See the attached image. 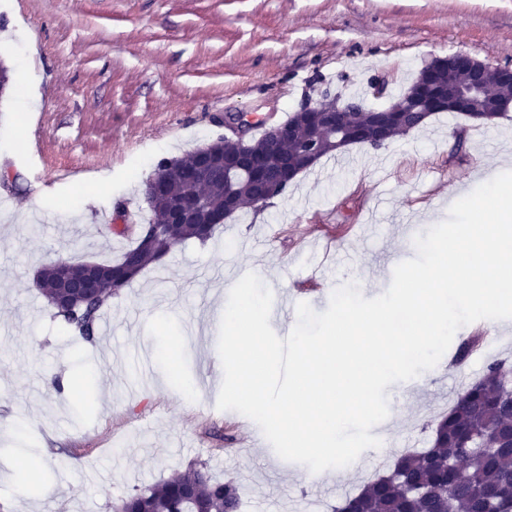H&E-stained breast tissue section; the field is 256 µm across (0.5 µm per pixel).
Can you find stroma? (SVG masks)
<instances>
[{
    "label": "stroma",
    "instance_id": "obj_1",
    "mask_svg": "<svg viewBox=\"0 0 512 512\" xmlns=\"http://www.w3.org/2000/svg\"><path fill=\"white\" fill-rule=\"evenodd\" d=\"M512 66V0H8L0 60V512H112L120 497L205 464L234 479L244 512H329L405 449L427 447L439 416L482 373L431 369L414 394L387 387L385 446L347 471L308 477L257 424L216 407L223 368L217 303L227 274L298 278L365 298L415 257L408 224L448 217L459 185L505 149L501 127L439 112L378 151L345 148L303 172L279 205L245 208L213 239L176 246L101 313L95 343L64 333L34 282L64 258L107 261L131 244L117 215L148 221L144 184L163 159L225 134L238 117L283 123L323 91L382 109L435 56ZM383 81L382 96L373 85ZM41 153L27 151L30 141ZM51 198L52 208L41 206ZM335 237L334 254L314 238Z\"/></svg>",
    "mask_w": 512,
    "mask_h": 512
}]
</instances>
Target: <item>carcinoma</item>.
Segmentation results:
<instances>
[{
  "instance_id": "1",
  "label": "carcinoma",
  "mask_w": 512,
  "mask_h": 512,
  "mask_svg": "<svg viewBox=\"0 0 512 512\" xmlns=\"http://www.w3.org/2000/svg\"><path fill=\"white\" fill-rule=\"evenodd\" d=\"M505 98H512V83L490 86L481 92L483 104L492 108L489 119L504 114L499 104ZM431 114L435 111L403 112L388 124L391 134L383 138V127L361 107L344 118L346 123H361V130L339 144L334 138L324 139L312 157L308 144L316 123L294 112L286 124L296 129L295 137L263 158L269 184L277 188L275 195H281L286 191L280 184L284 166L296 176L309 170L313 162L352 144L381 149L419 127ZM243 150L238 140L225 138L212 142L211 154L234 157ZM152 178L165 182L163 195L149 201L150 223L158 225L156 233L146 240L137 236L135 244L120 257L99 264V290L82 308L55 312L65 331L79 340L95 342L101 309L146 267L174 247L188 240L205 242L219 230L216 226L205 233L196 224L167 223L166 198L194 193L209 212L221 213L228 199L239 202L241 208L253 207L260 195L253 181L238 178L229 183L222 176L206 175L195 151L180 159L159 161ZM511 434L512 368L507 360L494 359L440 416L428 448L396 455L386 470L359 492L337 500L331 512H512ZM241 506L234 482L217 481L210 477L207 467L199 465L119 498L113 512H241Z\"/></svg>"
}]
</instances>
